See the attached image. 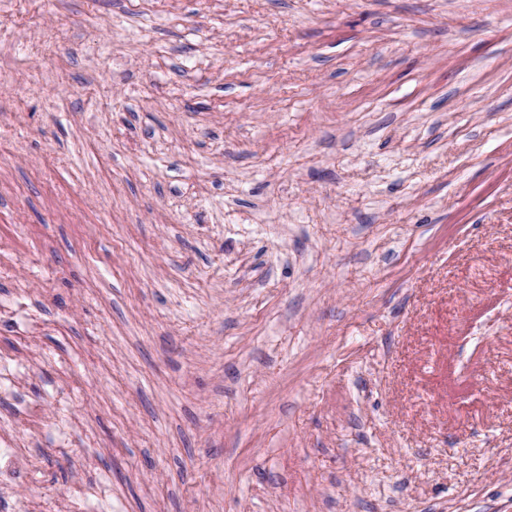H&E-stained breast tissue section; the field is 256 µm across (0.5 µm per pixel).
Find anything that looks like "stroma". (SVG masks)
<instances>
[{
  "instance_id": "obj_1",
  "label": "stroma",
  "mask_w": 512,
  "mask_h": 512,
  "mask_svg": "<svg viewBox=\"0 0 512 512\" xmlns=\"http://www.w3.org/2000/svg\"><path fill=\"white\" fill-rule=\"evenodd\" d=\"M0 512H512V0H0Z\"/></svg>"
}]
</instances>
